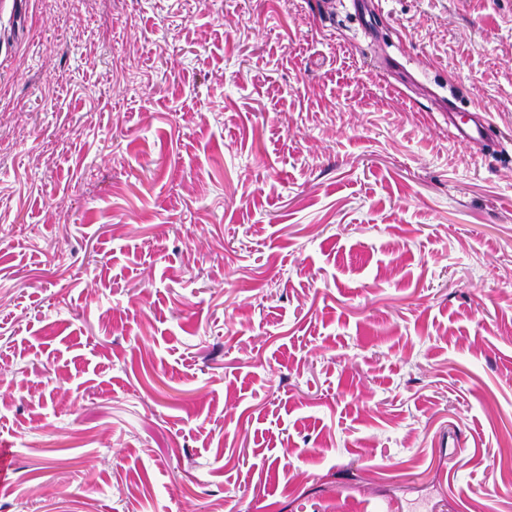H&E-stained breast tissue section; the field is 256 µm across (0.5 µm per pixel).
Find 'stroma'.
Instances as JSON below:
<instances>
[{"mask_svg":"<svg viewBox=\"0 0 512 512\" xmlns=\"http://www.w3.org/2000/svg\"><path fill=\"white\" fill-rule=\"evenodd\" d=\"M381 3L15 0L0 512H512V0ZM448 130L461 142L476 144L484 141L487 132V124L480 119L469 122H458L454 113L448 111Z\"/></svg>","mask_w":512,"mask_h":512,"instance_id":"obj_1","label":"stroma"}]
</instances>
